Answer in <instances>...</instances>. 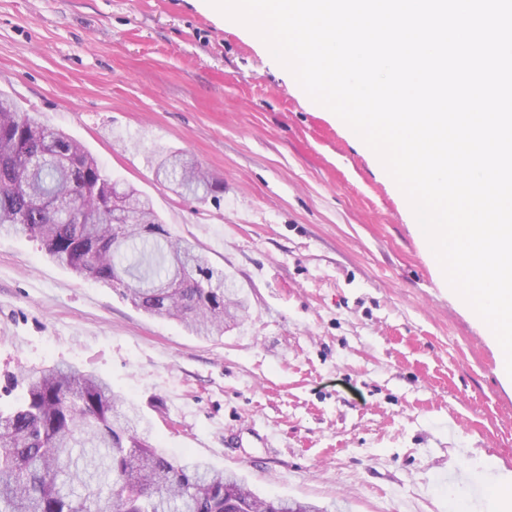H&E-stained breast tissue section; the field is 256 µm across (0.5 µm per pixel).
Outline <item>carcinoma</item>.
Segmentation results:
<instances>
[{"mask_svg":"<svg viewBox=\"0 0 512 512\" xmlns=\"http://www.w3.org/2000/svg\"><path fill=\"white\" fill-rule=\"evenodd\" d=\"M165 179L194 197L223 191L170 152ZM119 182L64 132L0 93V235L40 241L80 275L122 286L137 309L215 338L247 311L232 279L175 237L158 213L115 223ZM0 409V512H328L263 498L234 474L179 460L152 443L150 423L104 379L73 365L9 376Z\"/></svg>","mask_w":512,"mask_h":512,"instance_id":"cac0c4a2","label":"carcinoma"}]
</instances>
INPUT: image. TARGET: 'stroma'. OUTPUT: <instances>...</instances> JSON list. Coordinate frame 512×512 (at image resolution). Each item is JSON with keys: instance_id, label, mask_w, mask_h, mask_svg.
I'll return each mask as SVG.
<instances>
[{"instance_id": "1", "label": "stroma", "mask_w": 512, "mask_h": 512, "mask_svg": "<svg viewBox=\"0 0 512 512\" xmlns=\"http://www.w3.org/2000/svg\"><path fill=\"white\" fill-rule=\"evenodd\" d=\"M0 91L147 196L248 309L219 339L0 237V387L106 378L176 457L329 512H512V387L408 201L242 25L201 0H0ZM186 154L218 198L179 195ZM493 461L487 473L484 461ZM156 174L165 167V179L174 185H178L182 191L191 193L198 198H206L219 192H223L222 186L209 180L205 172L183 158L181 152H170L163 155L158 161ZM157 163V164H158ZM200 192L202 196H200Z\"/></svg>"}]
</instances>
